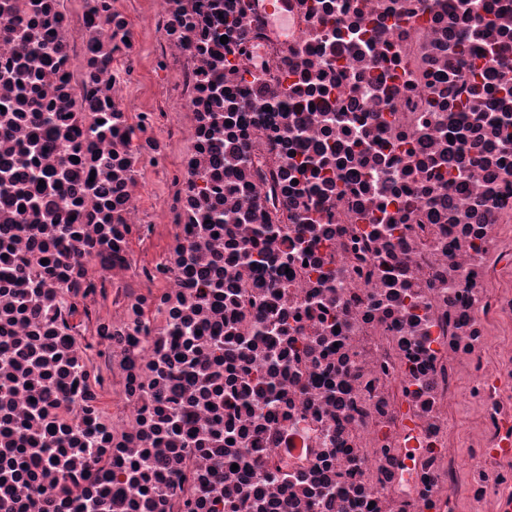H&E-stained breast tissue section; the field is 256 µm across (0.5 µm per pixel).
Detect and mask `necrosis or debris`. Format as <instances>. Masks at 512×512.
<instances>
[{
  "label": "necrosis or debris",
  "instance_id": "necrosis-or-debris-1",
  "mask_svg": "<svg viewBox=\"0 0 512 512\" xmlns=\"http://www.w3.org/2000/svg\"><path fill=\"white\" fill-rule=\"evenodd\" d=\"M506 77L512 0H0V512H512Z\"/></svg>",
  "mask_w": 512,
  "mask_h": 512
}]
</instances>
